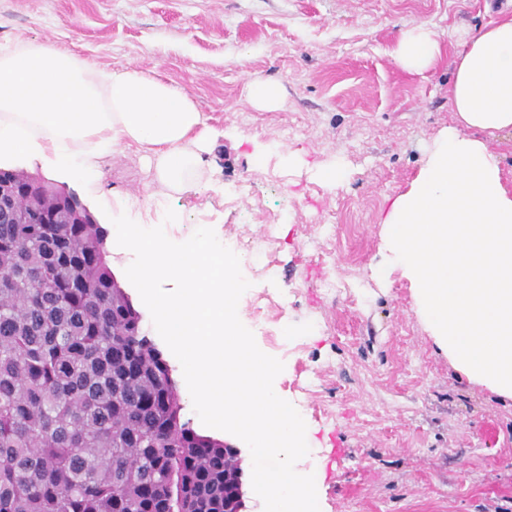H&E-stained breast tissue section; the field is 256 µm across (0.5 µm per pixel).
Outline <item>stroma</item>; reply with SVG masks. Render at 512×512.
I'll return each instance as SVG.
<instances>
[{
	"label": "stroma",
	"mask_w": 512,
	"mask_h": 512,
	"mask_svg": "<svg viewBox=\"0 0 512 512\" xmlns=\"http://www.w3.org/2000/svg\"><path fill=\"white\" fill-rule=\"evenodd\" d=\"M512 15V0H0V42L49 40L98 68L132 66L191 93L216 140L209 190L166 194L148 184L140 153H113L100 184H66L103 228L127 214L163 226L175 242L197 226L266 245L273 266L248 269L272 338L259 349L284 364L276 384L298 404L318 472L322 512H512V401L470 383L434 344L409 284H383L382 218L417 176L424 151L455 124L448 60L461 37ZM439 35L447 57L419 77L391 56L400 31ZM279 82L275 110L245 101L249 78ZM265 147L254 165L255 146ZM308 168L288 169V154ZM343 158L335 189L310 168ZM114 274L156 337L128 280L131 251L108 245ZM335 281L345 293L327 292ZM196 432L251 453L236 436L206 427L183 370L165 352Z\"/></svg>",
	"instance_id": "obj_1"
}]
</instances>
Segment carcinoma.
I'll return each mask as SVG.
<instances>
[{
  "label": "carcinoma",
  "instance_id": "carcinoma-1",
  "mask_svg": "<svg viewBox=\"0 0 512 512\" xmlns=\"http://www.w3.org/2000/svg\"><path fill=\"white\" fill-rule=\"evenodd\" d=\"M4 175L26 213L60 189ZM0 221V512H224L230 453L181 421L171 368L108 263L106 231Z\"/></svg>",
  "mask_w": 512,
  "mask_h": 512
}]
</instances>
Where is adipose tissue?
<instances>
[{
  "instance_id": "adipose-tissue-1",
  "label": "adipose tissue",
  "mask_w": 512,
  "mask_h": 512,
  "mask_svg": "<svg viewBox=\"0 0 512 512\" xmlns=\"http://www.w3.org/2000/svg\"><path fill=\"white\" fill-rule=\"evenodd\" d=\"M392 57L423 75L442 47L420 25L400 32ZM453 74L457 123L383 218L390 268L410 281L415 313L453 366L512 400V188L486 142L512 131V17L467 35ZM211 138L191 94L162 77L98 69L48 40L0 43V167L27 159L56 178L97 179L133 145L153 183L200 194Z\"/></svg>"
}]
</instances>
